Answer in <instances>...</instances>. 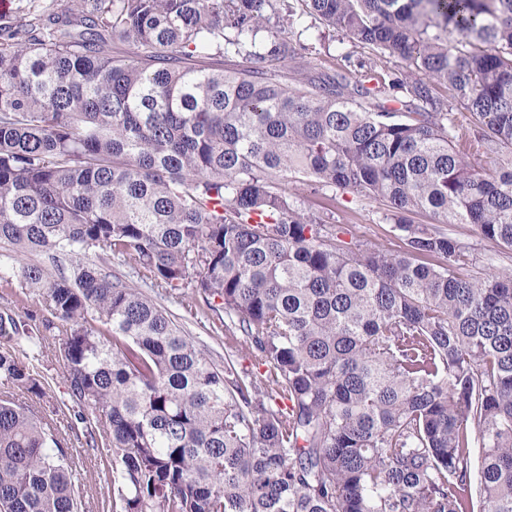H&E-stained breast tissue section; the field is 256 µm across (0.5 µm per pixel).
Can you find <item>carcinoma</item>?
<instances>
[{
    "instance_id": "carcinoma-1",
    "label": "carcinoma",
    "mask_w": 512,
    "mask_h": 512,
    "mask_svg": "<svg viewBox=\"0 0 512 512\" xmlns=\"http://www.w3.org/2000/svg\"><path fill=\"white\" fill-rule=\"evenodd\" d=\"M29 2L0 13V282L51 317L0 311L30 350H0V512H83L32 403L49 338L112 512H512V272L463 273L442 228L512 249V162H471L512 150V0ZM307 17L405 71L284 83ZM290 179L382 202L405 251L350 246ZM187 288L264 371L156 300Z\"/></svg>"
}]
</instances>
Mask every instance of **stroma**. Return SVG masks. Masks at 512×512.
<instances>
[{
    "label": "stroma",
    "mask_w": 512,
    "mask_h": 512,
    "mask_svg": "<svg viewBox=\"0 0 512 512\" xmlns=\"http://www.w3.org/2000/svg\"><path fill=\"white\" fill-rule=\"evenodd\" d=\"M288 38L306 44L307 51L301 66L312 74H342L353 81L367 75L389 80L399 76L404 69L400 59L379 57L373 48L353 40L341 41L334 36H325L320 26L307 30L293 27L288 32ZM289 189L294 193L298 207L304 211L318 213L333 210L337 224L345 230V241L376 244L393 252L403 249L404 240L400 232L384 218L383 209L376 202L349 194L332 199L323 193L311 192L310 188L299 182L290 183ZM447 230L467 247L471 255L469 273L512 267V259L506 258L496 243L484 239L474 225L451 224ZM166 306L189 336L208 348L216 363H223L224 354L230 349L241 366H249L245 340L240 338L231 342L225 339L223 332L215 330L212 313L199 297L189 295L181 301L170 300ZM40 371L49 383V403L54 407L53 421L61 432H68L75 418L72 412L59 410L60 405L69 402L70 397L62 370L52 354L44 355ZM79 466L86 488V512H107L109 486L106 465L85 456L80 459Z\"/></svg>",
    "instance_id": "1"
}]
</instances>
